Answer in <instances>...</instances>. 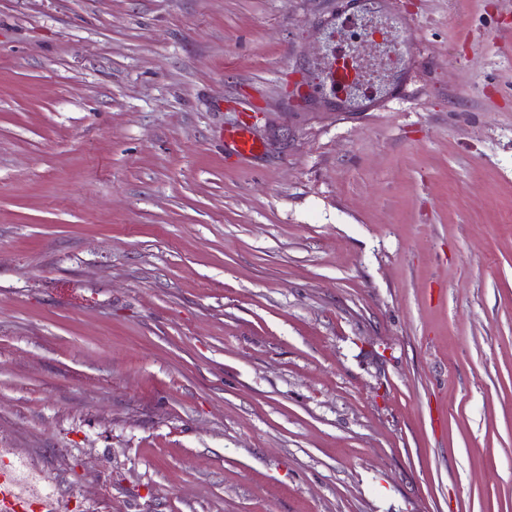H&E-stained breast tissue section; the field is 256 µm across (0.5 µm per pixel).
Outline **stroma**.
<instances>
[{
	"label": "stroma",
	"instance_id": "1",
	"mask_svg": "<svg viewBox=\"0 0 512 512\" xmlns=\"http://www.w3.org/2000/svg\"><path fill=\"white\" fill-rule=\"evenodd\" d=\"M0 0V459L53 512H512V0ZM410 20L415 59L382 69ZM248 121L240 157L224 133ZM362 17L359 10L352 11L347 4L336 12L333 26L338 39L332 47L330 60L320 69V71L328 70L327 74L334 76V79L330 80L331 90L336 98V109L340 112L347 109L350 91L353 88L363 89L365 86V71L361 61L353 49L342 43L340 37L343 32L366 30Z\"/></svg>",
	"mask_w": 512,
	"mask_h": 512
}]
</instances>
